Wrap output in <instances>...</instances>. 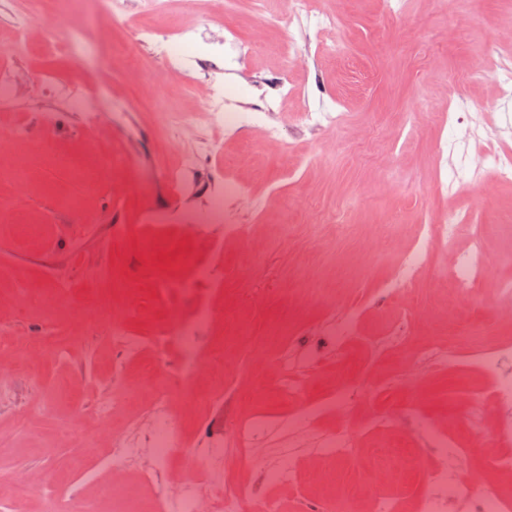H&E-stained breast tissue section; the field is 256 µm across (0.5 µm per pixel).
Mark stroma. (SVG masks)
Returning <instances> with one entry per match:
<instances>
[{
    "mask_svg": "<svg viewBox=\"0 0 512 512\" xmlns=\"http://www.w3.org/2000/svg\"><path fill=\"white\" fill-rule=\"evenodd\" d=\"M26 7L27 0H0V54L27 98L20 110L0 111V130L23 128L39 149L42 178L21 186L0 170V297L21 294L26 301L0 332L50 339L68 355L45 353L37 376L0 357L9 368V392L0 398V482L30 470L61 472L71 449L52 442L62 429L76 438L96 430V457L111 455L116 434L142 441L138 424L150 419L158 378L143 366L153 356H127L111 324L90 326L85 299L111 289L129 335H153L188 310L194 292L183 281L208 253L223 288L213 294L215 322L198 337L205 365L169 395L187 446L164 462L140 449L110 480L143 503L202 482L210 448L229 444L240 422L259 413L269 429L253 451L225 455L224 482L293 504V512H322L347 489L361 512H372L379 495L399 494L396 475L408 468L418 475L416 493L431 491L438 460L424 430L429 423L446 425L458 442L476 443L475 452L455 458L474 492L504 482L492 460L512 453L503 437L512 428V404L487 402L498 371L471 354L446 351V275L467 244L443 233L442 218L458 210L491 225L483 286L464 304L481 317L478 335L512 341V319L495 290L512 279V182L497 181L483 164L484 152L512 153V91L500 69L476 81L468 75L484 39L512 40V0H461L452 10L443 0H403L398 9L389 0H315L318 13L340 24L309 28L310 42L336 51L309 53L295 71L306 98L282 103L275 142L210 125L183 136L172 118L205 106L208 82L199 73L189 80L162 71L149 43L137 47L135 70L107 77L97 116L57 106L47 89L33 87V76L89 71L103 54L105 31L97 14L64 17L58 0H48L42 22L82 30L87 47L74 59L34 56L17 38ZM227 24L246 45L248 65L225 72L224 84L234 99L257 102L255 76L273 77L282 66L273 49L280 28L258 27L244 8ZM305 107L335 111L336 121L306 128ZM86 153L111 169L112 183L126 185L124 195H114L112 184L84 182L73 159ZM186 155L198 158L189 192L164 176ZM227 182L243 186L224 201L234 232L215 227L204 240L176 222L157 228L148 217L205 210L210 190ZM423 234L429 248L415 280L426 295L415 301L394 286ZM161 251L173 257L164 270L152 261ZM62 282L82 300L57 312L46 297ZM410 336L438 344L439 352L416 359L406 347ZM291 365L307 385L305 398L293 401L280 389ZM119 373L138 400L105 423L96 409L112 397ZM198 385L212 389L215 403L194 404ZM407 399L421 418L403 413ZM482 405L484 419L474 422ZM341 429L356 439L354 453L316 456L319 443ZM399 439L412 441L411 453L386 455ZM287 451L293 484L271 482L269 472ZM144 470L156 471L158 484L143 482Z\"/></svg>",
    "mask_w": 512,
    "mask_h": 512,
    "instance_id": "35a3bbf8",
    "label": "stroma"
}]
</instances>
